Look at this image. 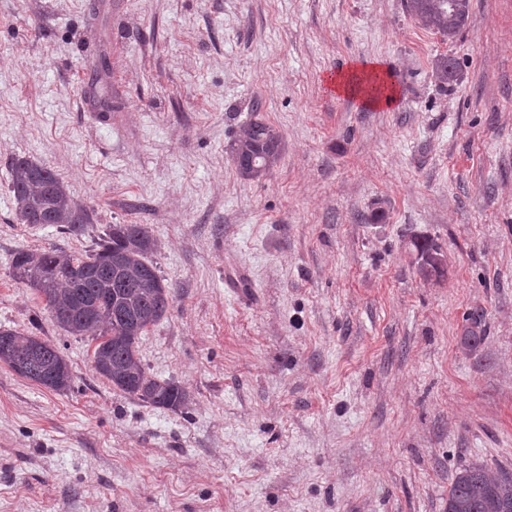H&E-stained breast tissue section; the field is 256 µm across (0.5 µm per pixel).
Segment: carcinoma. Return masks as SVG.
Instances as JSON below:
<instances>
[{"instance_id": "cac0c4a2", "label": "carcinoma", "mask_w": 512, "mask_h": 512, "mask_svg": "<svg viewBox=\"0 0 512 512\" xmlns=\"http://www.w3.org/2000/svg\"><path fill=\"white\" fill-rule=\"evenodd\" d=\"M471 0H403L406 12L421 26L454 38L465 26ZM433 76L446 92L457 80L446 56L435 60ZM242 178L260 181L281 155V139L261 119L247 121L228 148ZM10 192L21 223L62 224L78 233L92 223L89 210L75 201L62 179L29 157L10 162ZM412 250L437 256L440 246L427 238L410 240ZM157 240L147 224H110L83 252L54 247L17 249L11 256L14 280L30 288L54 321L73 336L95 333L93 366L100 377L141 403L173 412L185 410L187 391L173 379L146 371L138 356L141 336L167 317L173 293L157 267L148 261ZM0 362L18 376L64 392L73 375L60 351L17 328H0ZM447 512H512V472L491 473L471 463L455 474L448 489Z\"/></svg>"}]
</instances>
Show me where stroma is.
Wrapping results in <instances>:
<instances>
[{"mask_svg":"<svg viewBox=\"0 0 512 512\" xmlns=\"http://www.w3.org/2000/svg\"><path fill=\"white\" fill-rule=\"evenodd\" d=\"M370 65L391 106L328 83ZM254 115L283 141L259 182L227 153ZM17 156L92 223H20ZM110 224L158 240L175 300L139 356L184 412L112 388L10 273ZM1 326L74 381L0 363V512H445L462 466L512 471V0H472L451 39L402 0H0ZM433 76L438 87L442 91H447L448 84L457 81L456 67L452 59L443 56L435 60L433 64ZM0 362L47 389L64 392L71 388L73 375L60 351L24 330L0 328Z\"/></svg>","mask_w":512,"mask_h":512,"instance_id":"1","label":"stroma"}]
</instances>
